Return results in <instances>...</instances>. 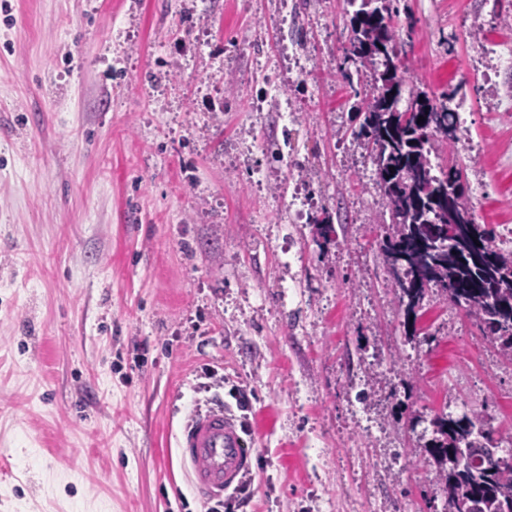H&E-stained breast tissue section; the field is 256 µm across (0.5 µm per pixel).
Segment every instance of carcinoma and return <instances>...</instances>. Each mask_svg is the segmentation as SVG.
Instances as JSON below:
<instances>
[{
    "mask_svg": "<svg viewBox=\"0 0 512 512\" xmlns=\"http://www.w3.org/2000/svg\"><path fill=\"white\" fill-rule=\"evenodd\" d=\"M393 0H344L350 27L345 62L370 74L354 139L372 154L376 182L389 214L380 248L407 319L413 326L426 297L438 293L463 308L512 359V250L499 246L493 228L475 222L461 179L460 162L432 161L435 144L456 140L453 101L458 89L436 100L427 93L403 98V61L393 29ZM424 120H419V117ZM321 250L336 240L326 210L311 217ZM460 233L443 235L445 227ZM436 438L427 448L443 512H512V455L492 446V463L480 449L490 440L477 413L433 420Z\"/></svg>",
    "mask_w": 512,
    "mask_h": 512,
    "instance_id": "cac0c4a2",
    "label": "carcinoma"
}]
</instances>
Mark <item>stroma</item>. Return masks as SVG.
Masks as SVG:
<instances>
[{
  "label": "stroma",
  "instance_id": "stroma-1",
  "mask_svg": "<svg viewBox=\"0 0 512 512\" xmlns=\"http://www.w3.org/2000/svg\"><path fill=\"white\" fill-rule=\"evenodd\" d=\"M291 2L281 26L280 0H0V512H202L174 436L219 404L256 454L232 512H442L432 418L512 437V361L474 317L433 294L407 336L343 0ZM398 9L405 91L471 105L441 162L463 159L477 223L512 225V70L482 79L512 0ZM299 28L307 80L275 55ZM271 77L290 129L249 109ZM302 184L292 224L278 197ZM323 208L343 222L324 253Z\"/></svg>",
  "mask_w": 512,
  "mask_h": 512
}]
</instances>
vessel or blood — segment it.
Listing matches in <instances>:
<instances>
[{"label": "vessel or blood", "instance_id": "obj_1", "mask_svg": "<svg viewBox=\"0 0 512 512\" xmlns=\"http://www.w3.org/2000/svg\"><path fill=\"white\" fill-rule=\"evenodd\" d=\"M175 454L196 500L204 505L223 504L255 465L245 425L221 406L188 416L176 437Z\"/></svg>", "mask_w": 512, "mask_h": 512}]
</instances>
